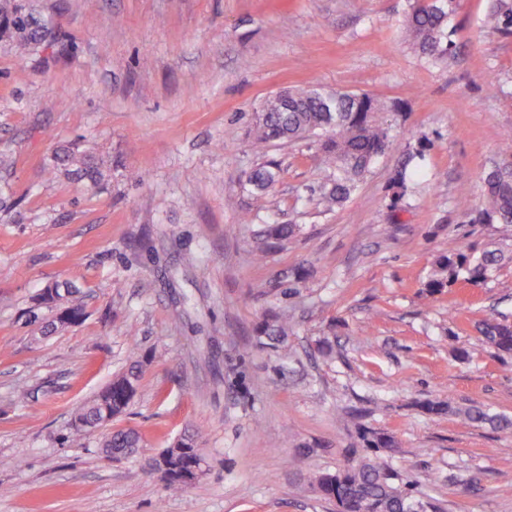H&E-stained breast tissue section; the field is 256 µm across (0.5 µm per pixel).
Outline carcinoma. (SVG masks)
<instances>
[{"label": "carcinoma", "mask_w": 512, "mask_h": 512, "mask_svg": "<svg viewBox=\"0 0 512 512\" xmlns=\"http://www.w3.org/2000/svg\"><path fill=\"white\" fill-rule=\"evenodd\" d=\"M453 0H413L406 17L405 30L413 47L420 54L440 59L448 56V16ZM489 24L496 29L512 28V4L500 0L491 13ZM16 38L21 55L43 45V27L31 13H26L14 0H0V35ZM288 103L274 96L257 108L254 116L255 144L261 147L274 141L317 139L328 179L310 193L332 208L345 202L369 171L373 161L385 152L390 142L387 127L377 123L382 110L380 102L362 93L332 92L322 88L288 92ZM51 173L70 180L97 183L104 177V161L74 144L59 146L53 155ZM279 179V168L272 161L258 164L248 176V184L258 193L273 190ZM483 207L478 221L485 224H512V172L491 170L485 179ZM295 232L293 224L268 225L257 233L260 251L277 247ZM502 250L487 249L474 257L448 248L442 257L429 288H443L467 275L468 282L485 281L500 266ZM480 332L487 343L498 351L512 353V326L492 320L482 322ZM270 345L282 342L288 335V320L275 316L261 329ZM142 379V365L134 361L128 370L112 380L92 400L75 412L77 430L93 433L106 421V415L117 417L129 405ZM468 423H489L502 430L512 428V419L491 415L481 408L458 411ZM364 447L376 452L394 447L392 437L385 433L365 431ZM143 447L141 434L132 429L108 434L102 449L118 457L128 458ZM171 469L165 475L167 488L178 492L186 486L183 474L191 472L202 459L196 435L186 434L175 448H169ZM320 492L336 503V512H432L435 506L413 497L398 483V477L377 461H355L334 473H323L317 479Z\"/></svg>", "instance_id": "1"}]
</instances>
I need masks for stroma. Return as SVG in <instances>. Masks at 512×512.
Wrapping results in <instances>:
<instances>
[{
    "label": "stroma",
    "instance_id": "35a3bbf8",
    "mask_svg": "<svg viewBox=\"0 0 512 512\" xmlns=\"http://www.w3.org/2000/svg\"><path fill=\"white\" fill-rule=\"evenodd\" d=\"M19 2L56 43L22 59L0 36V512H334L316 478L367 456L365 429L440 512H512V433L456 414L512 418V354L475 328L512 325V261L427 287L449 242L512 251V225L477 220L485 173L512 163L498 0H456L439 61L401 37L412 0ZM319 87L377 97L393 136L331 210L308 193L327 179L314 141L252 146L265 99ZM62 143L107 177H48ZM264 159L280 175L259 195L244 183ZM273 223L296 232L257 256ZM64 282L80 324L39 300ZM135 358L141 389L109 427L144 449L117 461L73 415ZM195 428L203 470L169 494L150 462ZM457 413L468 423H489L498 426V428L502 430H508L512 427V419L509 420L508 418L497 414L491 415L481 408H468L465 410H459Z\"/></svg>",
    "mask_w": 512,
    "mask_h": 512
}]
</instances>
